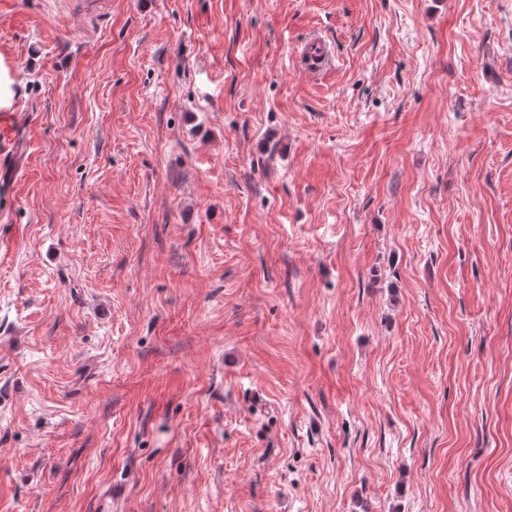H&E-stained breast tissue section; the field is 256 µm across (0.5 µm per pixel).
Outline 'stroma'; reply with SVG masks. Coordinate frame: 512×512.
<instances>
[{
	"label": "stroma",
	"mask_w": 512,
	"mask_h": 512,
	"mask_svg": "<svg viewBox=\"0 0 512 512\" xmlns=\"http://www.w3.org/2000/svg\"><path fill=\"white\" fill-rule=\"evenodd\" d=\"M0 57V512H512V0H0ZM17 95V85L10 66L0 57V110L12 106Z\"/></svg>",
	"instance_id": "obj_1"
}]
</instances>
